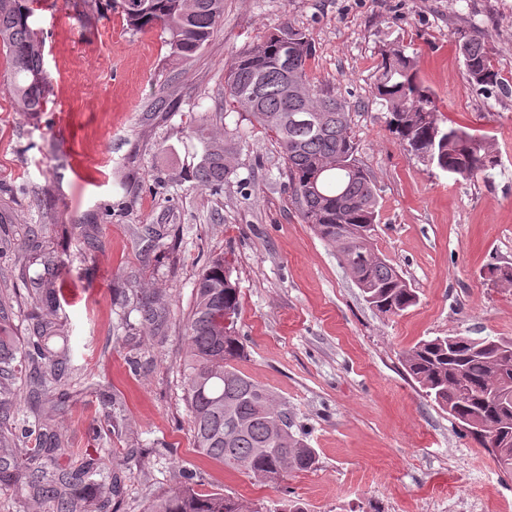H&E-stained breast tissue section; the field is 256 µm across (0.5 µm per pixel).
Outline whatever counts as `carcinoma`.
<instances>
[{"label": "carcinoma", "mask_w": 512, "mask_h": 512, "mask_svg": "<svg viewBox=\"0 0 512 512\" xmlns=\"http://www.w3.org/2000/svg\"><path fill=\"white\" fill-rule=\"evenodd\" d=\"M110 2L129 30L158 27L167 33L171 55L182 61L208 43L224 17V0H141L136 9L129 0ZM32 13L34 0H0V53L10 70L7 90L16 111L36 115L44 111L51 79L44 72L42 38L30 24ZM457 51L475 85L502 87L480 37H462ZM314 53L306 34L286 23L235 58L225 74L226 92L278 138L302 222L336 248L369 305L383 315L399 316L416 305L418 296L374 248V184L356 158L346 105L307 78L306 65ZM376 93L388 112L389 131L418 160L463 180L488 178L498 166L485 137L441 118L434 93L419 77L416 57L402 49L384 52ZM307 104L321 111L322 121L314 128L293 120ZM197 135L204 155L190 178L217 194L233 173L228 159L238 151L237 137L203 127ZM38 248L33 238L14 253L18 270L28 273L37 264L43 271L29 277L28 303L37 319L33 350L19 357L14 339L0 335V376L18 366L30 374L25 387L0 382V417L22 402L32 407L49 396V385L67 375L71 360L68 338L58 328L59 298L51 280L55 260L48 253L33 255ZM232 274L223 256L209 261L194 284V304L184 327L182 367L193 444L224 467L280 489L291 474L315 470L317 458L303 435L293 431L294 422L280 427L288 416L286 404L236 367L247 358V350L236 334L240 298ZM15 301L10 289L0 292V327L9 320ZM136 304L143 323L156 330L163 325L167 311L155 292L142 289ZM403 364L425 395L469 428L470 436L511 474L512 337L436 336L407 350ZM19 441L27 443L0 424V482L27 489V496L37 501L56 503V512H94L97 503L119 495L120 477L112 475L109 484L91 481L88 464L48 470L45 461L54 458L58 448L54 435L39 434L34 447L24 449L22 460ZM147 512L250 510L229 495L182 485L149 502Z\"/></svg>", "instance_id": "1"}]
</instances>
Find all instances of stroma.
I'll list each match as a JSON object with an SVG mask.
<instances>
[{"label": "stroma", "mask_w": 512, "mask_h": 512, "mask_svg": "<svg viewBox=\"0 0 512 512\" xmlns=\"http://www.w3.org/2000/svg\"><path fill=\"white\" fill-rule=\"evenodd\" d=\"M35 28L52 78L45 112L16 111L0 59V235L38 233L55 251L69 374L52 395L57 462L136 447L94 478H122L103 512H145L190 471L198 490L268 512L277 489L197 453L181 360L193 287L207 256L235 267L238 368L286 401L318 458L289 477L306 512H512V476L407 374L402 356L435 336H512V288L487 281L512 265V0H224L210 41L171 59L161 30L132 33L105 0H37ZM315 47L307 74L352 114L350 135L377 190L375 246L419 300L373 309L335 249L292 202L275 135L230 104L237 54L283 23ZM481 37L506 85L472 84L456 50ZM404 48L444 119L486 135L500 158L487 179H455L418 161L387 127L376 95L384 51ZM243 140L220 194L183 174L199 162L198 126ZM112 217L100 223L104 205ZM95 223L94 244L80 225ZM169 309L163 337L141 323L135 293Z\"/></svg>", "instance_id": "1"}]
</instances>
